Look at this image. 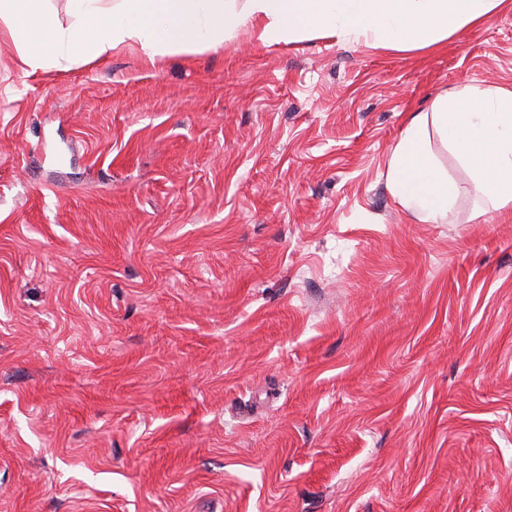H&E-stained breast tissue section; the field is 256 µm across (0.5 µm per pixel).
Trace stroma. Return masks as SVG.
Returning <instances> with one entry per match:
<instances>
[{
    "instance_id": "stroma-1",
    "label": "stroma",
    "mask_w": 512,
    "mask_h": 512,
    "mask_svg": "<svg viewBox=\"0 0 512 512\" xmlns=\"http://www.w3.org/2000/svg\"><path fill=\"white\" fill-rule=\"evenodd\" d=\"M465 80L512 0L30 74L0 23V512H512V208L387 183Z\"/></svg>"
}]
</instances>
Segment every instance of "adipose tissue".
<instances>
[{
    "label": "adipose tissue",
    "mask_w": 512,
    "mask_h": 512,
    "mask_svg": "<svg viewBox=\"0 0 512 512\" xmlns=\"http://www.w3.org/2000/svg\"><path fill=\"white\" fill-rule=\"evenodd\" d=\"M70 25L49 0H0V21L27 72L92 61L128 47L150 63L251 30L265 45L311 33L405 53L494 19L502 0H67ZM436 130L470 176V193L512 205V89L463 82L411 116L388 165L390 191L420 222L441 224L461 192L428 150Z\"/></svg>",
    "instance_id": "ef3b65f1"
}]
</instances>
